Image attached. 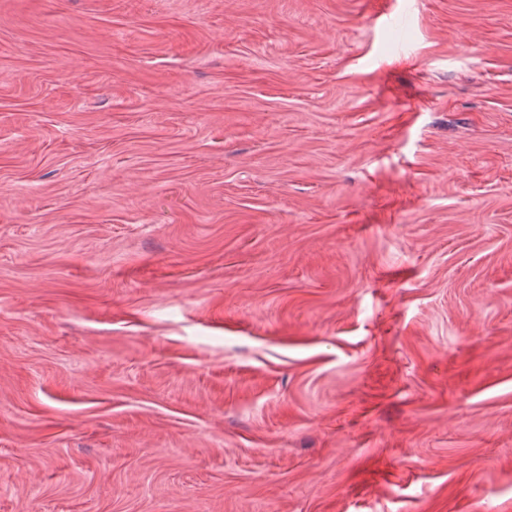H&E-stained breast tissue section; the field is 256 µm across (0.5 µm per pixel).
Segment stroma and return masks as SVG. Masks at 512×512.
Wrapping results in <instances>:
<instances>
[{
  "label": "stroma",
  "mask_w": 512,
  "mask_h": 512,
  "mask_svg": "<svg viewBox=\"0 0 512 512\" xmlns=\"http://www.w3.org/2000/svg\"><path fill=\"white\" fill-rule=\"evenodd\" d=\"M0 512H512V0H0Z\"/></svg>",
  "instance_id": "35a3bbf8"
}]
</instances>
